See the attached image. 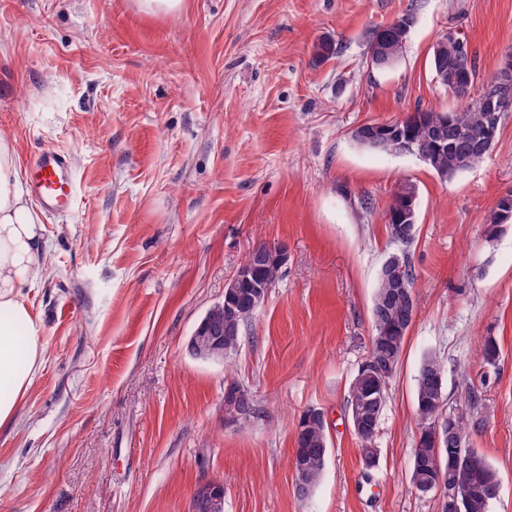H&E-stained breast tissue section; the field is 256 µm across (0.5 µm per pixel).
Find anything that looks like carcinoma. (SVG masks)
<instances>
[{"instance_id": "cac0c4a2", "label": "carcinoma", "mask_w": 512, "mask_h": 512, "mask_svg": "<svg viewBox=\"0 0 512 512\" xmlns=\"http://www.w3.org/2000/svg\"><path fill=\"white\" fill-rule=\"evenodd\" d=\"M406 19H414L410 11L397 17L385 26L372 30L369 39V53L372 64L378 68H387L395 64L402 56L403 42L396 37V26ZM431 66L441 85L451 88L458 84L462 90L456 92L462 101L456 112L445 113L435 109L417 111L406 117L407 131L415 147L436 157L437 168L446 176L454 177L481 162L489 153L480 141V131L487 113L477 105L470 91L464 85L474 86L477 73V61L466 44L460 38H450L433 48ZM449 145L442 151L440 146ZM408 182L398 185L393 194L392 205L385 213L392 241H397L403 234L404 225L396 222L394 205L407 197ZM512 220V197L500 200L491 224L487 227L489 237H494L498 227ZM397 255L399 278L403 281L405 291L399 297L392 293V282L386 276H378V285L373 300L372 320L374 334L367 356L354 376L347 399V407H358L363 418V428L355 435L360 439L362 458L366 465L376 461L377 449L374 448L379 425L387 402L390 382L395 375L403 353L406 335L411 319L404 318L406 307L418 306V293L415 290V275L407 253L402 249L394 251ZM282 265L272 261L261 263L258 277L267 284L275 285L281 276ZM238 313L231 317L219 315L220 305H214L205 315L213 326L223 325L224 349L227 354L236 352L240 346L245 326L261 309L264 301L254 298L250 290L243 289L237 297ZM446 367L436 356L424 357L416 376V405L420 429L431 427L436 422L447 424V436L442 439L440 450L448 455L463 454V465H434V443L427 436H422L413 448L410 483L417 491L425 486L436 487L442 483L447 487L466 490L469 499L465 512H490L491 504L499 495V479L496 470L486 457L469 445L459 447L458 438L465 440L481 433L486 426L485 417L479 412L480 395L470 389L464 405L449 409L445 386L439 380L445 378ZM239 412L254 414L259 410L251 390L243 387L241 395L233 400ZM293 458L297 472L294 489L298 497L304 498L318 484L325 469L328 455V430L324 413L309 407L299 417Z\"/></svg>"}]
</instances>
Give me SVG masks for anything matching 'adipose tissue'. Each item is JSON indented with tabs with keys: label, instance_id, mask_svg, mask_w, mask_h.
Masks as SVG:
<instances>
[{
	"label": "adipose tissue",
	"instance_id": "obj_1",
	"mask_svg": "<svg viewBox=\"0 0 512 512\" xmlns=\"http://www.w3.org/2000/svg\"><path fill=\"white\" fill-rule=\"evenodd\" d=\"M41 218L21 185L12 142L0 135V425L12 421L44 358L26 291L43 276Z\"/></svg>",
	"mask_w": 512,
	"mask_h": 512
}]
</instances>
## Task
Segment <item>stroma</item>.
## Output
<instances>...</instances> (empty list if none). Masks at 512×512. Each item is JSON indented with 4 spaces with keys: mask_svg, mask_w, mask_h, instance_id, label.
I'll return each instance as SVG.
<instances>
[{
    "mask_svg": "<svg viewBox=\"0 0 512 512\" xmlns=\"http://www.w3.org/2000/svg\"><path fill=\"white\" fill-rule=\"evenodd\" d=\"M408 11L401 59L375 68L370 31ZM451 30L485 86L512 52V0H183L173 15L136 0H0V133L21 181L56 149L74 184L68 212L41 217L46 271L27 301L45 354L0 426V512H188L208 480L223 483L224 512H442L446 493L409 481L430 352L447 365L449 406L481 391L488 424L471 443L500 477L491 512H512V223L486 233L512 191V112L485 160L447 180L352 138L459 108L430 65ZM325 36L338 45L328 61L315 54ZM405 179L419 308L368 468L346 399ZM263 243L288 261L238 351L194 357L193 331ZM230 381L258 418L225 425ZM310 407L330 450L301 499L291 458ZM408 182L404 181L399 184L396 191L393 194V201L388 207L385 213V223L388 226V232L391 240L397 246L407 247L408 245H403L399 243L397 240L403 234V228L406 224H401L396 222V212L394 211V206L398 203L403 202L409 195L406 193L408 189Z\"/></svg>",
    "mask_w": 512,
    "mask_h": 512,
    "instance_id": "1",
    "label": "stroma"
}]
</instances>
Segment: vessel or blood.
I'll use <instances>...</instances> for the list:
<instances>
[{"label":"vessel or blood","instance_id":"vessel-or-blood-1","mask_svg":"<svg viewBox=\"0 0 512 512\" xmlns=\"http://www.w3.org/2000/svg\"><path fill=\"white\" fill-rule=\"evenodd\" d=\"M34 199L47 211L59 213L68 209L73 182L66 155L55 150L40 153L33 162L30 184Z\"/></svg>","mask_w":512,"mask_h":512}]
</instances>
